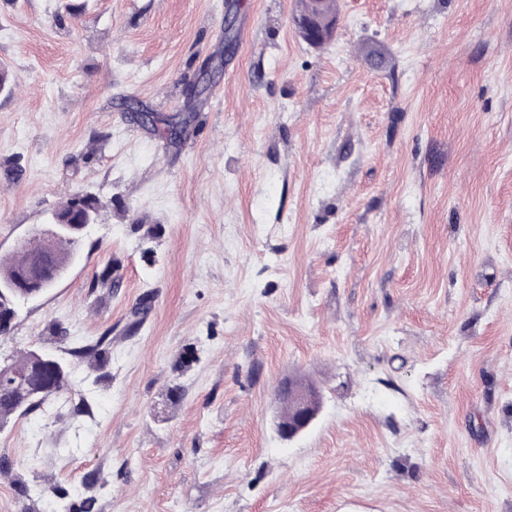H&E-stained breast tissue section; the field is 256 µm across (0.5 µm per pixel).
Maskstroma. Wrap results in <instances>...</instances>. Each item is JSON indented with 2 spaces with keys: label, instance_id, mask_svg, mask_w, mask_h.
Wrapping results in <instances>:
<instances>
[{
  "label": "stroma",
  "instance_id": "35a3bbf8",
  "mask_svg": "<svg viewBox=\"0 0 512 512\" xmlns=\"http://www.w3.org/2000/svg\"><path fill=\"white\" fill-rule=\"evenodd\" d=\"M298 6L0 0V256L99 202L0 335L73 383L0 426V512H512V0ZM321 0H312V9L305 15L295 16L293 25L298 36L310 45L319 46L329 41L336 32L338 19ZM95 214L96 207L93 199L87 195H76L69 210L53 212L51 227L41 230L42 236L49 244L53 238L61 235L62 231L67 229L75 233L74 238L77 240L84 229L95 223ZM283 397L289 403L288 423L278 422L277 431L283 439L291 440L304 432L318 416L321 394L313 384L290 380Z\"/></svg>",
  "mask_w": 512,
  "mask_h": 512
}]
</instances>
